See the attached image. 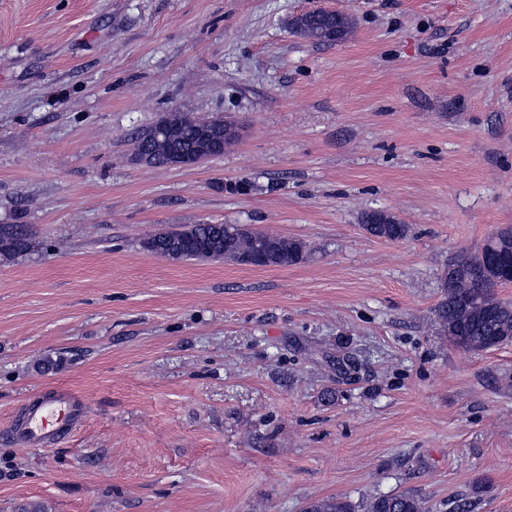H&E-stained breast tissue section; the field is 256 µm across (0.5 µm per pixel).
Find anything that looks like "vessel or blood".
Masks as SVG:
<instances>
[{
	"mask_svg": "<svg viewBox=\"0 0 512 512\" xmlns=\"http://www.w3.org/2000/svg\"><path fill=\"white\" fill-rule=\"evenodd\" d=\"M85 402L69 389H60L52 398L25 405L23 422L10 427L12 441L24 447L42 446L68 436L81 422Z\"/></svg>",
	"mask_w": 512,
	"mask_h": 512,
	"instance_id": "vessel-or-blood-1",
	"label": "vessel or blood"
}]
</instances>
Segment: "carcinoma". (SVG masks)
Masks as SVG:
<instances>
[{
  "instance_id": "carcinoma-1",
  "label": "carcinoma",
  "mask_w": 512,
  "mask_h": 512,
  "mask_svg": "<svg viewBox=\"0 0 512 512\" xmlns=\"http://www.w3.org/2000/svg\"><path fill=\"white\" fill-rule=\"evenodd\" d=\"M169 123L176 126L178 146L193 154L198 136L206 126L220 121L214 116L200 119L190 112H170ZM150 125L134 137L137 152L152 158V166L164 167L169 141L152 135ZM362 228L386 241L405 239L410 227L384 211L363 215ZM35 233L28 224H0V260L9 261L34 247ZM143 247L163 258L178 252L181 260L224 258L252 263L259 256L263 266H288L307 257L306 244L249 229L241 224H193L186 228L157 233L144 239ZM512 284V227L496 230L481 248L448 263L439 276L441 298L434 307L440 335L453 346L479 353L512 340V303L497 297L496 288ZM427 501L412 492L378 493L354 503L329 497L308 503L304 512H427Z\"/></svg>"
}]
</instances>
